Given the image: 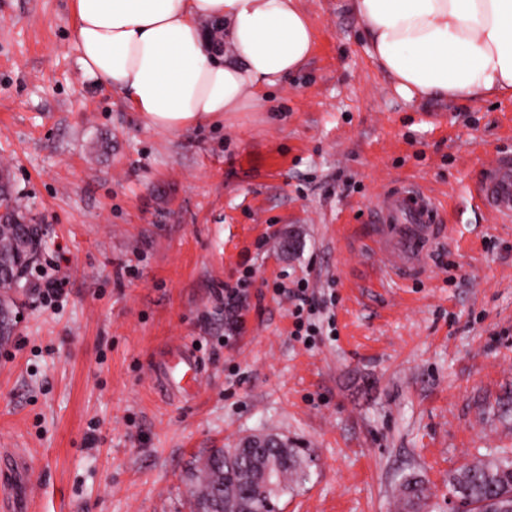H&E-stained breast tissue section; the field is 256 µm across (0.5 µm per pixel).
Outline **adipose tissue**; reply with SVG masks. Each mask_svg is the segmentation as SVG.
<instances>
[{
    "instance_id": "obj_1",
    "label": "adipose tissue",
    "mask_w": 512,
    "mask_h": 512,
    "mask_svg": "<svg viewBox=\"0 0 512 512\" xmlns=\"http://www.w3.org/2000/svg\"><path fill=\"white\" fill-rule=\"evenodd\" d=\"M86 75L145 127L179 133L257 103L299 70L313 28L298 0H72ZM402 97L512 95V0H349ZM223 20L215 46L200 27Z\"/></svg>"
}]
</instances>
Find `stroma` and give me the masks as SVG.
<instances>
[{"mask_svg":"<svg viewBox=\"0 0 512 512\" xmlns=\"http://www.w3.org/2000/svg\"><path fill=\"white\" fill-rule=\"evenodd\" d=\"M313 52L244 112L178 134L85 75L71 0H0V166L42 249L0 342V449L32 467L33 512H191L210 449L274 432L306 453L279 512H449L448 475L512 457V223L476 185L512 152V96L406 100L348 0H300ZM445 236L418 278L380 263L369 213L399 183ZM252 269L242 332L224 286ZM67 281L44 306L39 271ZM336 298L332 332L291 336L277 283ZM205 367L174 395L182 343Z\"/></svg>","mask_w":512,"mask_h":512,"instance_id":"obj_1","label":"stroma"}]
</instances>
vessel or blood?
Masks as SVG:
<instances>
[{
    "label": "vessel or blood",
    "instance_id": "vessel-or-blood-1",
    "mask_svg": "<svg viewBox=\"0 0 512 512\" xmlns=\"http://www.w3.org/2000/svg\"><path fill=\"white\" fill-rule=\"evenodd\" d=\"M480 204L502 221H512V153L498 157L483 173L476 190ZM377 236L383 247L389 272L414 277L420 272L424 255L443 232L433 199L417 186L405 184L384 193L371 211ZM165 377H179L192 388L202 382L199 360L188 346H181L173 363L161 367ZM10 468H0V493L6 495L13 512H29L28 492L10 480Z\"/></svg>",
    "mask_w": 512,
    "mask_h": 512
}]
</instances>
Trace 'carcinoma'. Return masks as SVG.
Here are the masks:
<instances>
[{"label": "carcinoma", "instance_id": "cac0c4a2", "mask_svg": "<svg viewBox=\"0 0 512 512\" xmlns=\"http://www.w3.org/2000/svg\"><path fill=\"white\" fill-rule=\"evenodd\" d=\"M37 233L25 208L0 177V323L12 330L17 296L29 269L26 238ZM307 476L297 448H252L228 463L224 449L212 451L192 477L191 496L196 512H273V499L300 484ZM454 496L472 512H512V460L486 458L465 465L448 479ZM404 506L426 497L423 482L402 484Z\"/></svg>", "mask_w": 512, "mask_h": 512}]
</instances>
